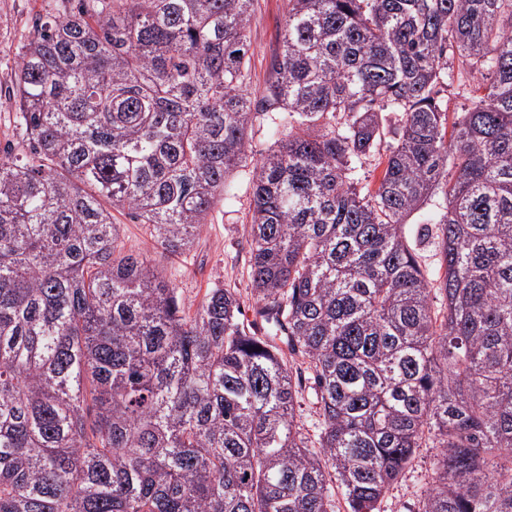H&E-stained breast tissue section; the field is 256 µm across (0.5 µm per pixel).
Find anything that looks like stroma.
<instances>
[{
  "label": "stroma",
  "mask_w": 512,
  "mask_h": 512,
  "mask_svg": "<svg viewBox=\"0 0 512 512\" xmlns=\"http://www.w3.org/2000/svg\"><path fill=\"white\" fill-rule=\"evenodd\" d=\"M71 0H0V151L17 146L25 136L16 119L17 103L12 96L14 74L22 47L36 20H44L72 9ZM287 0H254L250 25V90L261 94L272 57L281 52ZM231 179L238 187L233 203L216 202L193 247L171 255L155 248L146 225L127 211L113 212L120 226L124 249L146 253L153 264L177 288L183 304L195 310L213 287L235 291L242 322L255 312L249 277L248 222L252 185L250 170L237 168ZM436 460L432 448L418 449L404 478L395 485L378 512H417L418 497Z\"/></svg>",
  "instance_id": "1"
}]
</instances>
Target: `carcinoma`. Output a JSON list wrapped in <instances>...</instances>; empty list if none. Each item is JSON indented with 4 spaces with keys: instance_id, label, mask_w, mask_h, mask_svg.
Listing matches in <instances>:
<instances>
[{
    "instance_id": "cac0c4a2",
    "label": "carcinoma",
    "mask_w": 512,
    "mask_h": 512,
    "mask_svg": "<svg viewBox=\"0 0 512 512\" xmlns=\"http://www.w3.org/2000/svg\"><path fill=\"white\" fill-rule=\"evenodd\" d=\"M252 5L78 0L33 26L0 153V512H376L425 445L418 512H512V0H288L256 101ZM477 79L448 125L439 87ZM258 113L284 139L250 160ZM247 160L255 308L313 380L318 453L276 336L227 288L186 312L112 223L182 254ZM395 143L396 140L393 138V135H387L385 142L383 143V149L380 150L381 155L376 154L363 161L362 170L360 171V177L362 179L361 186H368L370 190H375L377 188L384 168V164H382V162L385 159V149L387 146Z\"/></svg>"
}]
</instances>
